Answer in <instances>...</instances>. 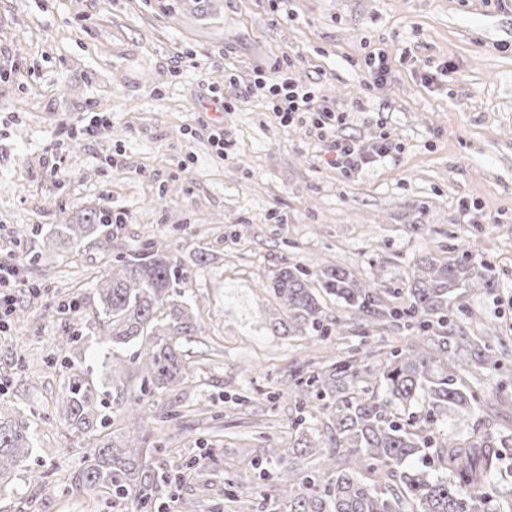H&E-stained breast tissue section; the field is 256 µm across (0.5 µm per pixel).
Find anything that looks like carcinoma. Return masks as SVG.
<instances>
[{"label": "carcinoma", "mask_w": 512, "mask_h": 512, "mask_svg": "<svg viewBox=\"0 0 512 512\" xmlns=\"http://www.w3.org/2000/svg\"><path fill=\"white\" fill-rule=\"evenodd\" d=\"M112 248V213L94 209L74 224H56L45 245L70 255L84 241ZM479 251L460 241L439 253L420 255L403 296L387 294L334 263L320 273L283 264L265 285L274 308L269 326L277 336L318 339L327 335L325 299L335 298L369 322L404 325L413 338L387 351L357 348L344 359L307 371L291 385L298 413L295 439L265 455L278 464L270 475L252 464L247 484L274 479L288 512H512L501 485L509 435L485 424L512 412V395L480 398L463 380L475 370L499 371L501 358L490 336H475L461 317L462 292L491 288ZM181 264L156 243L108 265L95 281L101 376L83 371L68 378L67 392L52 417L91 439L71 476L77 493L105 491L112 502L133 498L163 512L158 489L177 484L182 473L154 469L145 443L173 414L160 409L140 419V405L153 391L185 383L190 368L182 341L204 330L185 293L176 290ZM135 348L130 363L117 352ZM141 376L139 391L132 374ZM366 376L380 391L351 394ZM326 415L333 447L302 430L314 412ZM140 426L125 443L112 440V415ZM33 452L30 419L9 398H0V491ZM320 456L319 465L304 461Z\"/></svg>", "instance_id": "carcinoma-1"}]
</instances>
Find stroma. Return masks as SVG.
<instances>
[{
    "label": "stroma",
    "mask_w": 512,
    "mask_h": 512,
    "mask_svg": "<svg viewBox=\"0 0 512 512\" xmlns=\"http://www.w3.org/2000/svg\"><path fill=\"white\" fill-rule=\"evenodd\" d=\"M386 51L390 71L371 81L365 60ZM0 254H37L23 276L19 316L0 333V391L31 411L34 452L16 470L0 512H117L107 496L71 492L84 448L65 424L44 421L64 396L68 371L55 339L72 324L96 328L93 283L106 256L96 243L72 257L45 247L38 229L87 208L118 217L112 254L147 242L189 257L180 283L204 332L189 344L194 372L156 396L178 416L160 433L157 466L195 461L179 487L199 512H287L273 485L240 480L268 443L287 441L296 416L270 391L310 358L387 348L402 328L379 330L330 301L340 334L318 342L274 335L259 283L282 263L334 262L382 287L406 289L414 259L465 239L493 286L462 303L504 337L499 372L475 390L492 397L512 382V7L496 0H0ZM292 58L290 79L315 86L347 111L339 137L395 149L348 175L328 164L325 142L284 127L250 86ZM447 66L433 83L424 74ZM94 139L71 132L94 116ZM220 133L223 146L210 136ZM64 172L49 177L48 156ZM78 299L77 314H60ZM256 363L251 375L243 361ZM249 403H242V396ZM49 472L52 491L29 472Z\"/></svg>",
    "instance_id": "stroma-1"
}]
</instances>
